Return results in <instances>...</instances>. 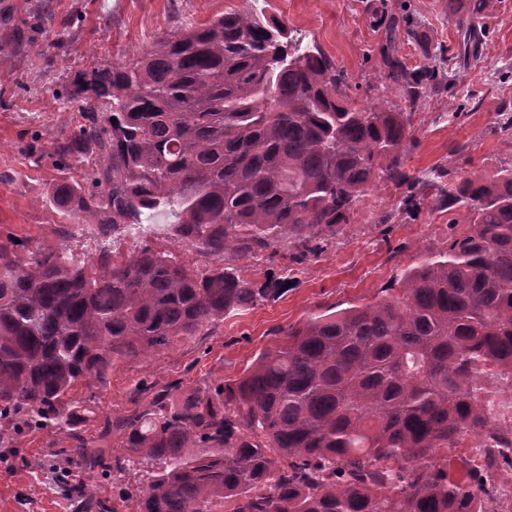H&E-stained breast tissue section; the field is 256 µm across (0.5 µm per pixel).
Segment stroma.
Masks as SVG:
<instances>
[{"label":"stroma","mask_w":512,"mask_h":512,"mask_svg":"<svg viewBox=\"0 0 512 512\" xmlns=\"http://www.w3.org/2000/svg\"><path fill=\"white\" fill-rule=\"evenodd\" d=\"M405 8L422 36L459 52L458 20L449 16L446 0H0V244L59 245L89 261L105 250L129 257L148 246L198 269L210 266L194 247L173 239L166 218L144 223L133 235L101 238L81 230L53 203L52 192L59 182L84 181L86 166L64 147L81 122L87 76L231 9L286 20L344 70L357 105L381 102L405 113L414 137L404 169L420 180V213L400 212L402 189L377 180L349 222L335 237L316 241L304 259L293 261L280 249L235 260L256 284L277 279L278 294L226 314L193 342L118 364L105 385L90 391L94 412L82 426L86 438L98 439L106 415L130 408L137 381L158 389L178 381L201 393L238 379L290 328L319 313L381 300L420 253L444 249L468 232L467 210L439 206L428 176L440 167L454 184L476 170L492 175L512 166V135L496 128L502 114H512V0H490V35L459 70L454 92L414 104L379 76L385 31L372 23L375 13ZM383 212L390 222L376 223ZM63 457L46 430L0 447V512H72L55 480L54 465Z\"/></svg>","instance_id":"1"}]
</instances>
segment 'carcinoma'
I'll return each instance as SVG.
<instances>
[{"label": "carcinoma", "instance_id": "cac0c4a2", "mask_svg": "<svg viewBox=\"0 0 512 512\" xmlns=\"http://www.w3.org/2000/svg\"><path fill=\"white\" fill-rule=\"evenodd\" d=\"M487 6L448 0L470 19L458 25L465 61ZM376 23L383 77L409 101L452 90L454 76L400 59L399 27L445 59L413 19ZM91 91L66 149L93 156L91 190L63 181L53 202L105 238L169 215L177 240L220 264L146 247L88 267L59 246L21 259L0 245V444L52 429L75 467L135 476V512H488L484 479L448 477V448L490 427L477 380L512 373V167L440 188L468 210L469 232L423 255L390 298L311 318L211 392L138 382L134 408L103 423L124 449L114 456L81 433L92 408L79 390L269 298L224 257L335 236L375 179L410 181L412 134L404 113L358 107L336 64L286 22L239 11L158 38ZM60 489L75 512H110L84 482L63 474Z\"/></svg>", "mask_w": 512, "mask_h": 512}]
</instances>
